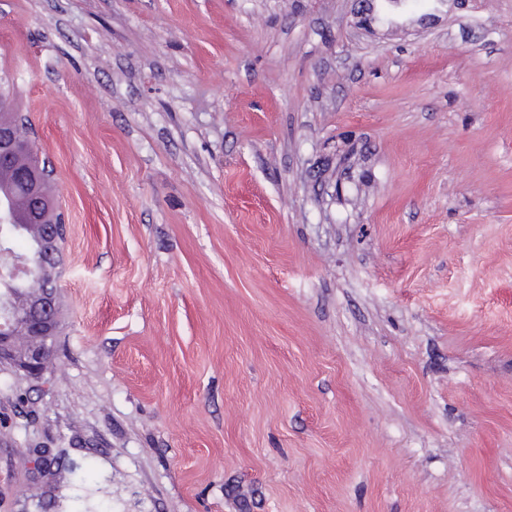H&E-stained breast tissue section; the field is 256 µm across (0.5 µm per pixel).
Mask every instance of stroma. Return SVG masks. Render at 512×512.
Here are the masks:
<instances>
[{
  "instance_id": "stroma-1",
  "label": "stroma",
  "mask_w": 512,
  "mask_h": 512,
  "mask_svg": "<svg viewBox=\"0 0 512 512\" xmlns=\"http://www.w3.org/2000/svg\"><path fill=\"white\" fill-rule=\"evenodd\" d=\"M0 75L65 218L0 512H512V0H0Z\"/></svg>"
}]
</instances>
